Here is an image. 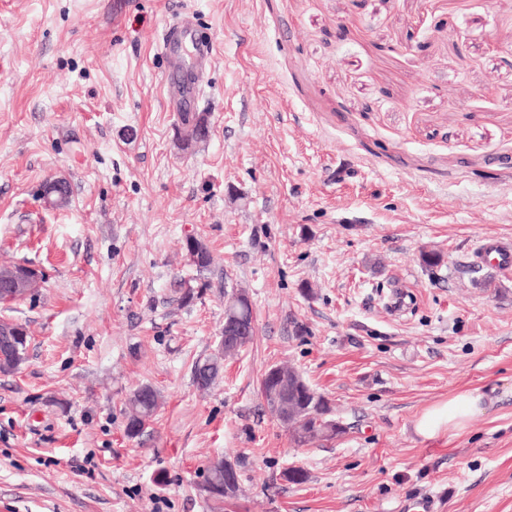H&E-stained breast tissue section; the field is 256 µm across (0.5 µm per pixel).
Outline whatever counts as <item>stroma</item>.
<instances>
[{"instance_id": "stroma-1", "label": "stroma", "mask_w": 512, "mask_h": 512, "mask_svg": "<svg viewBox=\"0 0 512 512\" xmlns=\"http://www.w3.org/2000/svg\"><path fill=\"white\" fill-rule=\"evenodd\" d=\"M184 11L213 44L188 150L154 45ZM483 238L512 242V0H0V265L46 275L0 305L30 334L0 374V512H512V273L475 264ZM231 287L256 334L202 390ZM277 365L343 434L294 443L260 392ZM464 391L465 431L416 434ZM218 456L241 474L219 511ZM221 357L213 355L194 365L193 380L199 388H208L218 374ZM159 406V393L151 385L134 390L126 402L125 431L131 438L139 436ZM229 469V471H227ZM224 470L225 481L230 480L227 488H224ZM239 473L234 469L231 463L224 458H217L210 461L205 470L204 481L201 485L207 497L215 502L224 503V498H231L237 491L239 484ZM228 491L231 493L229 494Z\"/></svg>"}]
</instances>
